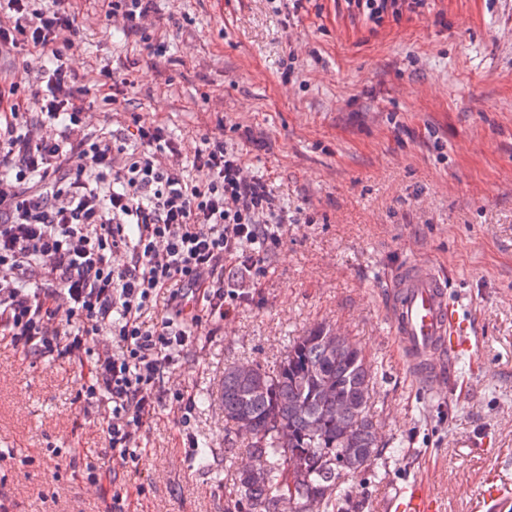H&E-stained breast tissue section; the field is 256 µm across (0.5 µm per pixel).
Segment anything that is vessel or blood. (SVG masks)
I'll list each match as a JSON object with an SVG mask.
<instances>
[{
  "instance_id": "b4317fda",
  "label": "vessel or blood",
  "mask_w": 512,
  "mask_h": 512,
  "mask_svg": "<svg viewBox=\"0 0 512 512\" xmlns=\"http://www.w3.org/2000/svg\"><path fill=\"white\" fill-rule=\"evenodd\" d=\"M388 317L408 369L428 387H437L451 371L453 354L469 346L447 283L430 263L412 260L400 268ZM385 512H437V508L427 484L413 482L397 489Z\"/></svg>"
}]
</instances>
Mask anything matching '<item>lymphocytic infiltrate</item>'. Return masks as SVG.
Returning <instances> with one entry per match:
<instances>
[{
	"label": "lymphocytic infiltrate",
	"mask_w": 512,
	"mask_h": 512,
	"mask_svg": "<svg viewBox=\"0 0 512 512\" xmlns=\"http://www.w3.org/2000/svg\"><path fill=\"white\" fill-rule=\"evenodd\" d=\"M378 24L425 0H344ZM70 0L37 8L0 0V52L47 49L56 62L34 91L38 123L20 121V83L0 87V339L32 361L90 368L78 391L101 409L107 441L86 479L123 499L118 468H137L142 437L166 398L189 427L194 396L165 378L199 339L261 288L288 237V211L223 138L202 136L193 174L180 142L140 125L138 150L87 130L85 91L65 59Z\"/></svg>",
	"instance_id": "lymphocytic-infiltrate-1"
}]
</instances>
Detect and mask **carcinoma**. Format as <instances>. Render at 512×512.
Here are the masks:
<instances>
[{"instance_id":"carcinoma-1","label":"carcinoma","mask_w":512,"mask_h":512,"mask_svg":"<svg viewBox=\"0 0 512 512\" xmlns=\"http://www.w3.org/2000/svg\"><path fill=\"white\" fill-rule=\"evenodd\" d=\"M362 348L324 324L293 339L274 372L224 368V421L256 467L237 473L245 512H351L347 476L371 470L384 445L370 411Z\"/></svg>"}]
</instances>
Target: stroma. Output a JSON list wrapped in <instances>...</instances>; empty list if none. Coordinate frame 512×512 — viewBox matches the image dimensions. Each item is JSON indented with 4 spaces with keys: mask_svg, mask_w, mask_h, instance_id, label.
Segmentation results:
<instances>
[{
    "mask_svg": "<svg viewBox=\"0 0 512 512\" xmlns=\"http://www.w3.org/2000/svg\"><path fill=\"white\" fill-rule=\"evenodd\" d=\"M67 61L88 127L164 126L190 166L202 135L238 149L288 211V239L262 291L202 333L169 383L196 401L189 432L166 400L123 512H231L247 456L228 452L224 368H277L293 337L330 325L374 373L371 411L394 454L346 480L362 512L423 480L440 512H484L480 482L512 488V0H428L420 16L352 20L339 0H155L137 31L109 0H71ZM48 51L0 55V85L39 88ZM112 73L105 87L102 70ZM413 259L459 300L472 344L438 393L407 373L385 307ZM78 365L32 362L0 342V505L8 512H112L87 458L103 434L77 399ZM210 448L189 457L187 434Z\"/></svg>",
    "mask_w": 512,
    "mask_h": 512,
    "instance_id": "1",
    "label": "stroma"
}]
</instances>
